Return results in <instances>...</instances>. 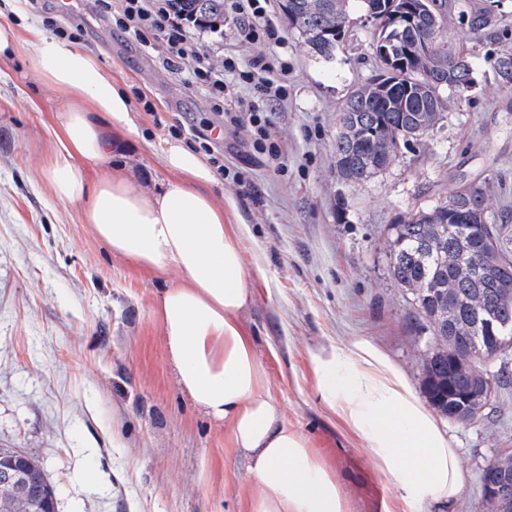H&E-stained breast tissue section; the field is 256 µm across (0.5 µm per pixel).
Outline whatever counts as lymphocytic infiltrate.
Instances as JSON below:
<instances>
[{"label":"lymphocytic infiltrate","mask_w":512,"mask_h":512,"mask_svg":"<svg viewBox=\"0 0 512 512\" xmlns=\"http://www.w3.org/2000/svg\"><path fill=\"white\" fill-rule=\"evenodd\" d=\"M100 13L111 24L142 45L158 41L168 66L185 73L188 85L203 90L212 103L214 119L205 121L193 137L199 151L209 158L216 170L224 165L215 154L219 144L212 133L218 119L232 124L249 123L257 151L278 158L281 147L276 142L266 117L288 97L287 71H275L267 54L254 55L246 68H239L235 57L214 59L200 35L206 26L176 8L173 0H96ZM269 0H231L230 8L239 21V41L266 44L281 43L282 38L269 14ZM233 71L242 85L252 91L250 97L227 95L225 72Z\"/></svg>","instance_id":"1"}]
</instances>
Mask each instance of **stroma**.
<instances>
[{
    "label": "stroma",
    "mask_w": 512,
    "mask_h": 512,
    "mask_svg": "<svg viewBox=\"0 0 512 512\" xmlns=\"http://www.w3.org/2000/svg\"><path fill=\"white\" fill-rule=\"evenodd\" d=\"M270 2L284 42L266 52L289 70L288 99L267 115L283 156L269 160L253 149L249 127L225 125L227 176L212 192L234 197L249 226L242 249L253 303L244 330L283 414L321 449L353 512H385L397 490L326 408L310 354L367 339L421 387L432 333L419 330L409 294L389 275L388 228L487 179L496 202L512 205V86L486 62L512 48V0H500V32L449 26V43L468 53L474 87L450 95L439 129L364 184L338 177L332 143L342 103L377 71L371 21L360 0H349L350 26L325 60L306 51L280 0ZM71 19L125 92L140 90L153 103L151 114L133 104L145 140L159 144L170 138L168 125L211 118L206 95L165 70L161 48L115 32L94 0ZM64 109L30 49L0 56V448L36 459L57 512H245L244 458L180 393L167 362L154 306L178 272L114 255L83 223L80 205L55 198L43 173ZM157 115L166 127L155 125ZM439 423L466 477L452 512H482V469L512 451V386L494 387L482 417ZM90 471L97 483L86 482Z\"/></svg>",
    "instance_id": "35a3bbf8"
}]
</instances>
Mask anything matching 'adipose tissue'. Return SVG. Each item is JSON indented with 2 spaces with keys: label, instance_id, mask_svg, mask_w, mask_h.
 <instances>
[{
  "label": "adipose tissue",
  "instance_id": "adipose-tissue-1",
  "mask_svg": "<svg viewBox=\"0 0 512 512\" xmlns=\"http://www.w3.org/2000/svg\"><path fill=\"white\" fill-rule=\"evenodd\" d=\"M27 41L0 27V54L20 45L34 53L40 76L65 101L61 132L45 167L54 196L82 203V219L114 254L179 281L157 296L169 365L180 391L248 462L246 512H352L334 469L278 406L256 344L241 315L253 292L242 258L243 223L225 221L236 202L216 203V175L182 143L147 144L164 174L143 186L126 172L88 179L86 164L123 151L111 130L136 134L127 94L78 41L30 25ZM325 406L362 439L376 468L392 479L403 512L452 507L465 487L458 454L410 379L366 340L312 353Z\"/></svg>",
  "mask_w": 512,
  "mask_h": 512
}]
</instances>
